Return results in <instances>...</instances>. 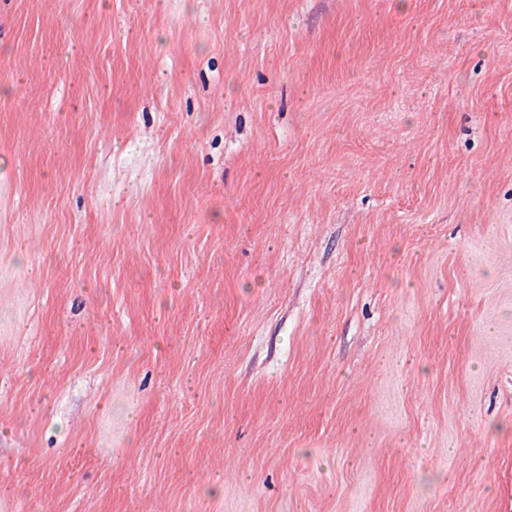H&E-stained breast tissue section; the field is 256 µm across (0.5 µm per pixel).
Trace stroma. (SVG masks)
<instances>
[{"label": "stroma", "mask_w": 512, "mask_h": 512, "mask_svg": "<svg viewBox=\"0 0 512 512\" xmlns=\"http://www.w3.org/2000/svg\"><path fill=\"white\" fill-rule=\"evenodd\" d=\"M0 512H512V0H0Z\"/></svg>", "instance_id": "1"}]
</instances>
